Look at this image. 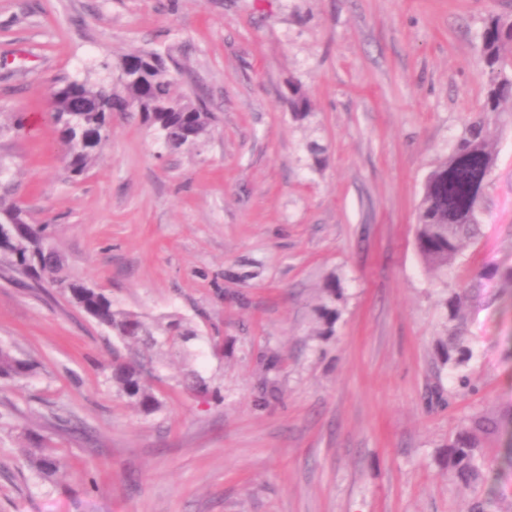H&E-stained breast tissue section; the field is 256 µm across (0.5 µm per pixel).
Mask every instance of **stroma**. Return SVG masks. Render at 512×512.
<instances>
[{
	"label": "stroma",
	"instance_id": "35a3bbf8",
	"mask_svg": "<svg viewBox=\"0 0 512 512\" xmlns=\"http://www.w3.org/2000/svg\"><path fill=\"white\" fill-rule=\"evenodd\" d=\"M512 0H0V164L69 280L118 307L179 313L205 336L166 358L145 417L108 380L112 340L66 290L0 270V346L37 362L0 387V512H468L512 499V468L463 488L448 445L512 407V288L468 310L471 357L445 360L444 301L512 266V124L485 192V235L447 281L420 259L414 211L483 97L481 35ZM153 50L211 125L170 152L135 112L72 175L50 96ZM311 113L297 121L288 85ZM23 115L26 131L12 122ZM321 156H313L310 145ZM342 293L323 333V287ZM197 370L213 393L180 380ZM468 386H460V377ZM65 467L25 461L28 432Z\"/></svg>",
	"mask_w": 512,
	"mask_h": 512
}]
</instances>
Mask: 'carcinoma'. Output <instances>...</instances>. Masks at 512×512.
Wrapping results in <instances>:
<instances>
[{
    "mask_svg": "<svg viewBox=\"0 0 512 512\" xmlns=\"http://www.w3.org/2000/svg\"><path fill=\"white\" fill-rule=\"evenodd\" d=\"M480 55L486 76L484 97L449 155L426 176L415 213L417 252L441 277L455 269L464 247L480 234L485 189L495 165L494 139L512 118V82L502 80L503 73L512 70L511 17H488ZM175 81L167 58L154 51L125 56L113 77L59 80L51 106L70 171L80 175L99 158L112 113L126 106L143 110L145 122L165 147L178 150L197 145L210 125V113L176 96ZM288 104L296 119L310 115V100L300 86L288 87ZM11 191L10 182H0V265L29 280L31 288L48 283L67 290L88 317L112 332L124 349L115 352L112 360L109 382L113 391L140 414H155L161 408L153 384L157 360L140 354V349L191 356L193 342L201 339L198 330L179 315L149 318L120 309L104 290L68 280L53 250L51 225L28 223L27 210ZM495 280L512 283V267L487 264L475 276L459 280L445 300L448 320L462 323L466 307L479 299L483 283ZM35 370L32 361L0 346V381L29 377ZM185 382L198 394L210 392L208 381L195 370L185 374ZM501 426L499 417L476 416L448 445V466L457 472L463 486H470L481 475L475 453L477 435H494ZM26 462L31 473L44 482L62 470L61 459L43 446L41 438L26 450Z\"/></svg>",
    "mask_w": 512,
    "mask_h": 512,
    "instance_id": "carcinoma-1",
    "label": "carcinoma"
}]
</instances>
